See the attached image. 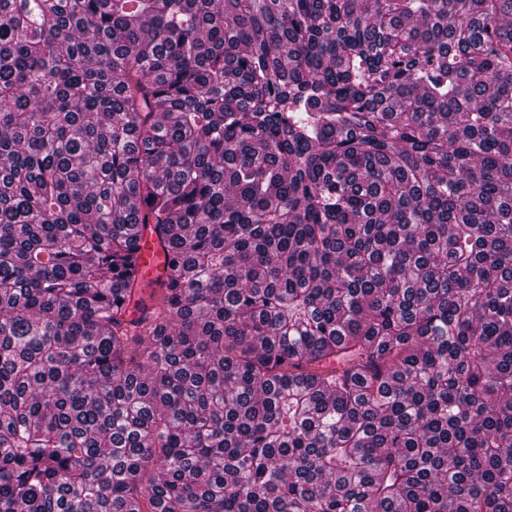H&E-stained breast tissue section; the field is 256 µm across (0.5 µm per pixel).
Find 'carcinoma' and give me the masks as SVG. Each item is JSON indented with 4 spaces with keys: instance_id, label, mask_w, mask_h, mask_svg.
Segmentation results:
<instances>
[{
    "instance_id": "cac0c4a2",
    "label": "carcinoma",
    "mask_w": 512,
    "mask_h": 512,
    "mask_svg": "<svg viewBox=\"0 0 512 512\" xmlns=\"http://www.w3.org/2000/svg\"><path fill=\"white\" fill-rule=\"evenodd\" d=\"M0 512H512V0H0ZM149 228L150 225L142 230L138 264L147 281L160 283L166 279L162 264L163 245L155 234L150 233Z\"/></svg>"
}]
</instances>
